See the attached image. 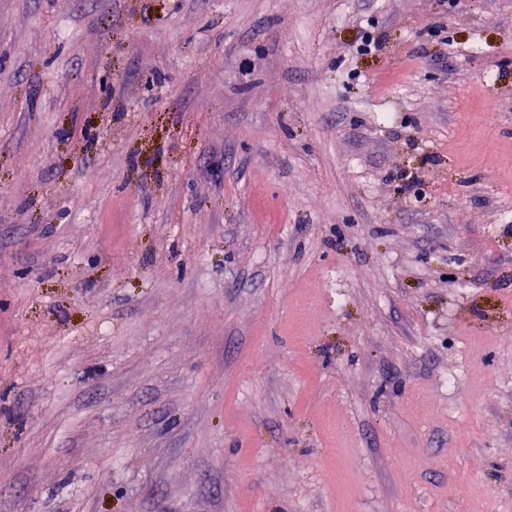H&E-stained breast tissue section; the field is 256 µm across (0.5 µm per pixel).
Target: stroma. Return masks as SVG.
Returning a JSON list of instances; mask_svg holds the SVG:
<instances>
[{"label":"stroma","instance_id":"obj_1","mask_svg":"<svg viewBox=\"0 0 512 512\" xmlns=\"http://www.w3.org/2000/svg\"><path fill=\"white\" fill-rule=\"evenodd\" d=\"M0 512H512V0H0Z\"/></svg>","mask_w":512,"mask_h":512}]
</instances>
